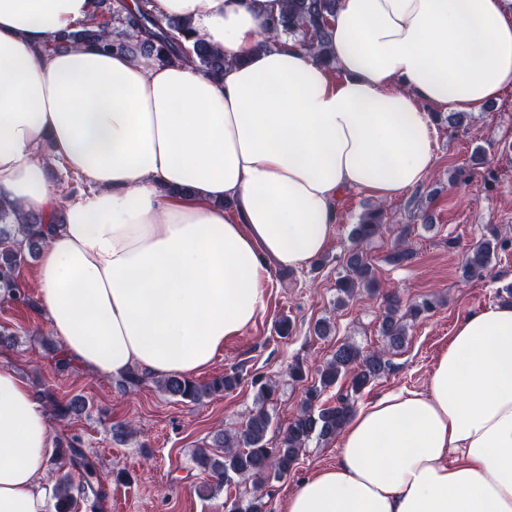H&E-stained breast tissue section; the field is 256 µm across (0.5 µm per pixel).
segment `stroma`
Returning <instances> with one entry per match:
<instances>
[{
    "mask_svg": "<svg viewBox=\"0 0 512 512\" xmlns=\"http://www.w3.org/2000/svg\"><path fill=\"white\" fill-rule=\"evenodd\" d=\"M433 163L425 182L389 201L394 220L367 247L380 292H397L403 302L436 299L433 311L409 329L404 347L390 355L391 368L355 397L364 405L397 390H425L439 357L447 350L457 323L467 314L497 304V292L512 283V248L498 252L486 277L463 276L464 255L487 229L512 241V87L470 113L466 125L453 128L434 120ZM469 182L453 186L457 170ZM377 203L362 190L344 192L337 202L335 231L317 264L299 270L275 271L265 310L241 335L227 340L214 363L198 374L205 382L230 370L242 374L233 392L184 404L164 394L154 382L125 390L119 376L104 377L80 368L58 372L49 355L55 338L32 309L0 301V333L11 342L0 344V365L12 367L33 388L50 389L58 400L76 395L89 403L86 413L53 419L55 441L79 438L96 459L107 494L96 512H228L233 500L251 497V482L240 481L220 492L200 494L208 477L196 469L192 456L220 430L242 425L254 407L251 379L260 375L279 381L269 412L273 425L286 427L296 416L302 384L288 381L290 362L303 359L307 374L331 358L345 342L371 351L382 346L378 295L357 290L338 304L336 276L350 248L349 233L360 216ZM416 253L414 262L395 266L386 260L401 228ZM294 325L292 336L276 329L281 318ZM326 319L331 332L315 336L316 321ZM132 422L135 434L126 442L112 438V426ZM338 440L311 441L288 477L265 487L268 512H284L288 496L303 479L336 464Z\"/></svg>",
    "mask_w": 512,
    "mask_h": 512,
    "instance_id": "35a3bbf8",
    "label": "stroma"
}]
</instances>
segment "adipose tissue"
Listing matches in <instances>:
<instances>
[{"mask_svg":"<svg viewBox=\"0 0 512 512\" xmlns=\"http://www.w3.org/2000/svg\"><path fill=\"white\" fill-rule=\"evenodd\" d=\"M281 0H155L229 62L145 63L80 44L92 0H0V197L52 228L39 312L85 371L194 377L266 308L274 267L334 234L343 191L421 185L435 109L470 112L512 84V0H339L332 65L283 38ZM52 144L87 188L61 200ZM51 420L0 366V512H50ZM285 512H512V306L462 319L426 391L355 411L335 466Z\"/></svg>","mask_w":512,"mask_h":512,"instance_id":"1","label":"adipose tissue"}]
</instances>
